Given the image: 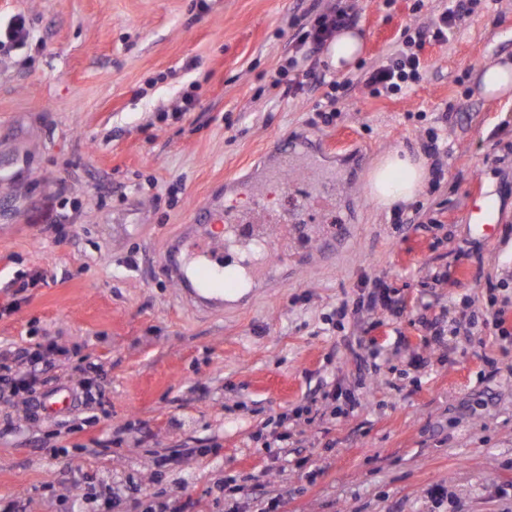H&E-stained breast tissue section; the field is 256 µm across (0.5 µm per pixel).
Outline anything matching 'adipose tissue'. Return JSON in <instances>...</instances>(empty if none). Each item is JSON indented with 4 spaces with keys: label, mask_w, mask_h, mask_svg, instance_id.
Listing matches in <instances>:
<instances>
[{
    "label": "adipose tissue",
    "mask_w": 512,
    "mask_h": 512,
    "mask_svg": "<svg viewBox=\"0 0 512 512\" xmlns=\"http://www.w3.org/2000/svg\"><path fill=\"white\" fill-rule=\"evenodd\" d=\"M426 178L427 167L423 161L390 152L371 171L368 192L379 208L386 209L414 198Z\"/></svg>",
    "instance_id": "1"
}]
</instances>
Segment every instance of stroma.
Segmentation results:
<instances>
[{
    "label": "stroma",
    "mask_w": 512,
    "mask_h": 512,
    "mask_svg": "<svg viewBox=\"0 0 512 512\" xmlns=\"http://www.w3.org/2000/svg\"><path fill=\"white\" fill-rule=\"evenodd\" d=\"M438 5L0 0V21L20 13L31 31L0 55V347L48 351L51 386L70 391L97 366L92 397L56 413L0 380V512H95L113 484L129 490L118 512H143L156 492L224 512L228 478L239 512H255L253 487L284 493L278 512H512V334L435 346L413 323L438 303L483 320L493 303L512 331V92L478 90L486 66L512 62V0H482L448 44L425 43L426 77L405 94L365 83ZM339 6L364 47L326 126L325 87L294 94L269 75L293 20ZM429 127L449 155L425 158ZM276 134L333 138L323 162L345 180L335 218L352 236L325 260L328 223L301 225L287 279L257 284L243 307L194 311L159 262L196 204L258 168ZM394 150L443 170L405 202L402 227L367 191ZM481 192L498 208L488 239L471 227ZM48 206L65 236L44 233ZM368 277L404 312L364 307Z\"/></svg>",
    "instance_id": "stroma-1"
}]
</instances>
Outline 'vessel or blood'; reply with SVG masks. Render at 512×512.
Returning <instances> with one entry per match:
<instances>
[{
  "mask_svg": "<svg viewBox=\"0 0 512 512\" xmlns=\"http://www.w3.org/2000/svg\"><path fill=\"white\" fill-rule=\"evenodd\" d=\"M268 161L262 169L264 183L281 182L291 169L310 171L308 180L288 196L277 215L279 223H312L317 219L319 203L335 198L337 180L334 171L323 168L305 141L287 148L267 150ZM270 209L263 186L254 188L247 207L224 206L212 202L200 205L205 217L202 225L187 226L175 252L166 254L162 267L169 280L179 284L182 295L194 309L219 313L230 303L245 304L247 282L270 279L273 266L288 263V254L278 241L268 237L256 215ZM496 204L487 195L474 205L476 229L491 236L496 226Z\"/></svg>",
  "mask_w": 512,
  "mask_h": 512,
  "instance_id": "vessel-or-blood-1",
  "label": "vessel or blood"
}]
</instances>
